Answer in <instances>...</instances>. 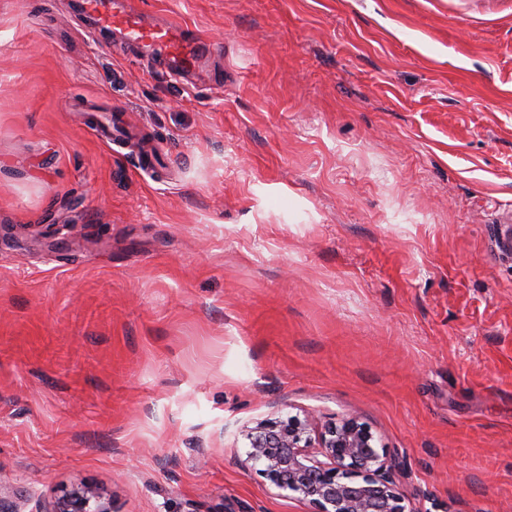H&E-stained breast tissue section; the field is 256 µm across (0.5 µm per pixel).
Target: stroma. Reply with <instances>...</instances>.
Masks as SVG:
<instances>
[{"label": "stroma", "mask_w": 512, "mask_h": 512, "mask_svg": "<svg viewBox=\"0 0 512 512\" xmlns=\"http://www.w3.org/2000/svg\"><path fill=\"white\" fill-rule=\"evenodd\" d=\"M134 2L183 77L0 0V499L309 512L242 431L312 413L408 512H512V0ZM48 512H118L112 503L90 486L72 487L63 491Z\"/></svg>", "instance_id": "stroma-1"}]
</instances>
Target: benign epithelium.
I'll return each instance as SVG.
<instances>
[{"label":"benign epithelium","instance_id":"benign-epithelium-1","mask_svg":"<svg viewBox=\"0 0 512 512\" xmlns=\"http://www.w3.org/2000/svg\"><path fill=\"white\" fill-rule=\"evenodd\" d=\"M245 462L313 512H406L394 459L354 416L319 426L317 417L263 421L247 430ZM50 512H115L90 486L63 491Z\"/></svg>","mask_w":512,"mask_h":512}]
</instances>
